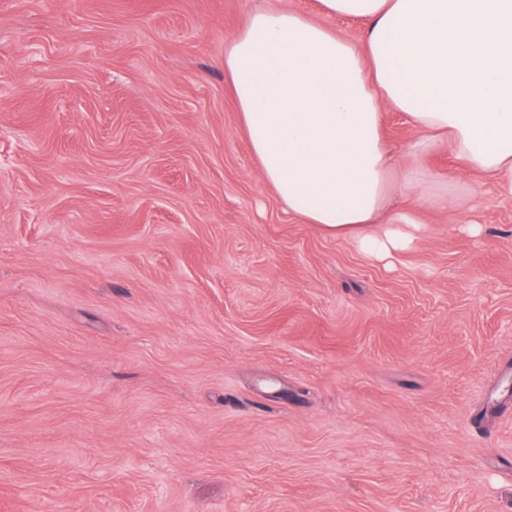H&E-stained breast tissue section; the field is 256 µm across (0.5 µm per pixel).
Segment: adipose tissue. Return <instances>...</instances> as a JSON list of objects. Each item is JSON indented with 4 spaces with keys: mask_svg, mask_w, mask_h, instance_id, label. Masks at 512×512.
I'll list each match as a JSON object with an SVG mask.
<instances>
[{
    "mask_svg": "<svg viewBox=\"0 0 512 512\" xmlns=\"http://www.w3.org/2000/svg\"><path fill=\"white\" fill-rule=\"evenodd\" d=\"M364 23L362 44L302 13L252 12L224 44L230 82L261 175L289 215L391 256L412 236L368 232L394 191L428 194L400 173L384 112L416 130L410 149H448L463 172L512 188V0H318Z\"/></svg>",
    "mask_w": 512,
    "mask_h": 512,
    "instance_id": "ef3b65f1",
    "label": "adipose tissue"
}]
</instances>
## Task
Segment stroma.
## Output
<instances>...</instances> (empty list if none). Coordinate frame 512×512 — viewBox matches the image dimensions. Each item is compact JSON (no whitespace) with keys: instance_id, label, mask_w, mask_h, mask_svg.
<instances>
[{"instance_id":"1","label":"stroma","mask_w":512,"mask_h":512,"mask_svg":"<svg viewBox=\"0 0 512 512\" xmlns=\"http://www.w3.org/2000/svg\"><path fill=\"white\" fill-rule=\"evenodd\" d=\"M0 0V512H512V191L394 196L380 260L288 216L224 74L255 10Z\"/></svg>"}]
</instances>
